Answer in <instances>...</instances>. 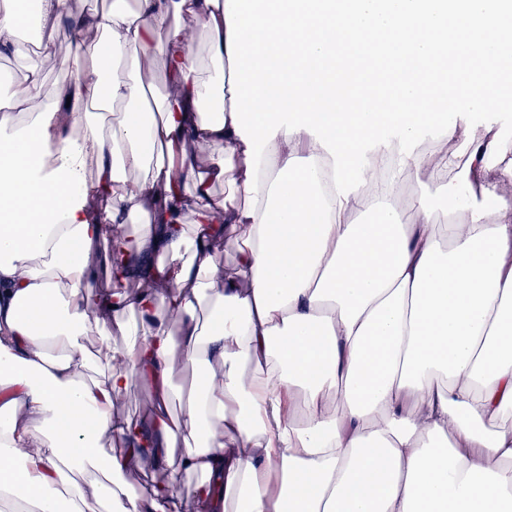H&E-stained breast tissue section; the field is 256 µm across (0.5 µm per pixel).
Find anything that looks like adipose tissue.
Wrapping results in <instances>:
<instances>
[{
  "label": "adipose tissue",
  "instance_id": "adipose-tissue-1",
  "mask_svg": "<svg viewBox=\"0 0 512 512\" xmlns=\"http://www.w3.org/2000/svg\"><path fill=\"white\" fill-rule=\"evenodd\" d=\"M224 11L225 0H38L41 30L87 38L66 47L75 74L47 112H27L33 66L0 115V447L24 460L0 467V503L178 512L162 487L127 489L146 460L200 474L194 512H227L219 485L236 490V512H512V428L497 425L512 412L506 140L476 130L460 168L448 144L466 142L461 124L408 157L396 142L368 152L366 184L343 204L323 183L326 149L280 132L247 193ZM183 13L208 33L211 80ZM148 56L176 86L154 113L141 108ZM424 173L433 197L401 210L399 181ZM135 221L132 242L101 231ZM229 237L232 277L216 260ZM102 268L114 288L99 293ZM159 279L174 290L151 289ZM116 334L123 364L88 378L89 337ZM178 365L196 378L180 417ZM135 375L154 385L147 427L112 413ZM107 433L122 454L104 455Z\"/></svg>",
  "mask_w": 512,
  "mask_h": 512
}]
</instances>
